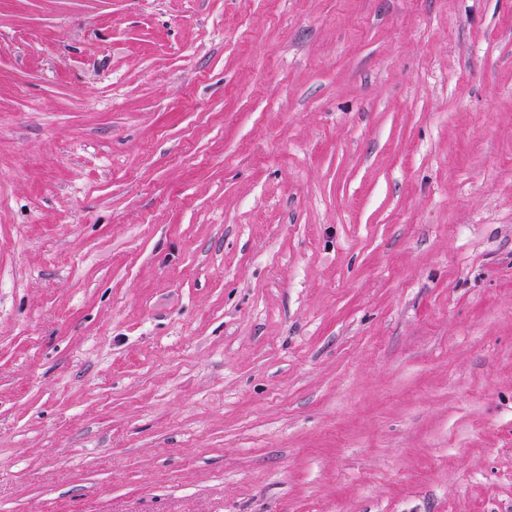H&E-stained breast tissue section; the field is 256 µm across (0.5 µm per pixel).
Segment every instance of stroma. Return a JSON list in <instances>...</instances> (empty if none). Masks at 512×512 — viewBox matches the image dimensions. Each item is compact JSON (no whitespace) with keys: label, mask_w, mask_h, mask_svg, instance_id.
<instances>
[{"label":"stroma","mask_w":512,"mask_h":512,"mask_svg":"<svg viewBox=\"0 0 512 512\" xmlns=\"http://www.w3.org/2000/svg\"><path fill=\"white\" fill-rule=\"evenodd\" d=\"M0 512H512V0H0Z\"/></svg>","instance_id":"1"}]
</instances>
